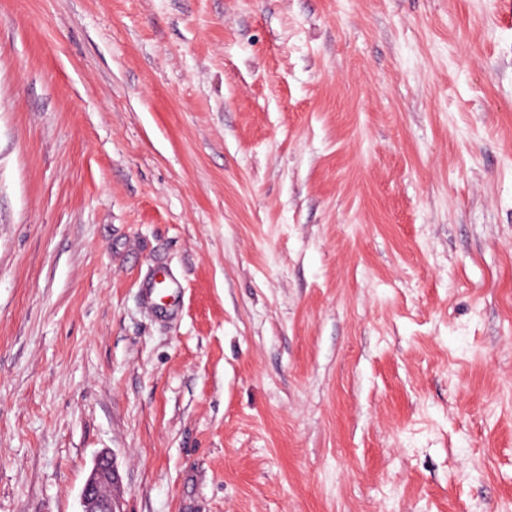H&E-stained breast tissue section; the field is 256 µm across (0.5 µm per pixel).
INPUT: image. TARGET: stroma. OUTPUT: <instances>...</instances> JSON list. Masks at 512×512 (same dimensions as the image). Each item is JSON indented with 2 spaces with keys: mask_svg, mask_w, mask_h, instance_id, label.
<instances>
[{
  "mask_svg": "<svg viewBox=\"0 0 512 512\" xmlns=\"http://www.w3.org/2000/svg\"><path fill=\"white\" fill-rule=\"evenodd\" d=\"M504 2L0 0V512H512ZM119 481L113 456L108 452L98 454L81 491L82 512H125L114 494Z\"/></svg>",
  "mask_w": 512,
  "mask_h": 512,
  "instance_id": "obj_1",
  "label": "stroma"
}]
</instances>
